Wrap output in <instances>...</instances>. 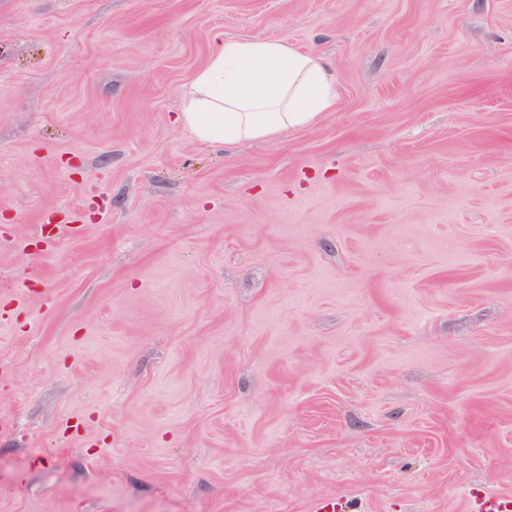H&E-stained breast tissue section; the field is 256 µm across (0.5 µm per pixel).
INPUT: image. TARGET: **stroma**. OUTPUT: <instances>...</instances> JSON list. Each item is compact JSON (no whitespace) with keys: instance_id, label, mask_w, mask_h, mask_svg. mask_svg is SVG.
I'll return each mask as SVG.
<instances>
[{"instance_id":"obj_1","label":"stroma","mask_w":512,"mask_h":512,"mask_svg":"<svg viewBox=\"0 0 512 512\" xmlns=\"http://www.w3.org/2000/svg\"><path fill=\"white\" fill-rule=\"evenodd\" d=\"M336 105L178 119L216 37ZM512 495V0H0V512ZM336 81L322 57L286 40L223 38L183 100L179 119L212 144L268 140L311 126L332 110Z\"/></svg>"}]
</instances>
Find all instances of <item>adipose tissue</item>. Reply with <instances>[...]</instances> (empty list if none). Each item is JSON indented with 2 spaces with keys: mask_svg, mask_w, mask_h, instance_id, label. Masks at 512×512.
<instances>
[{
  "mask_svg": "<svg viewBox=\"0 0 512 512\" xmlns=\"http://www.w3.org/2000/svg\"><path fill=\"white\" fill-rule=\"evenodd\" d=\"M337 76L320 56L282 39L219 40L180 108L197 139L268 140L315 124L336 104Z\"/></svg>",
  "mask_w": 512,
  "mask_h": 512,
  "instance_id": "obj_1",
  "label": "adipose tissue"
}]
</instances>
